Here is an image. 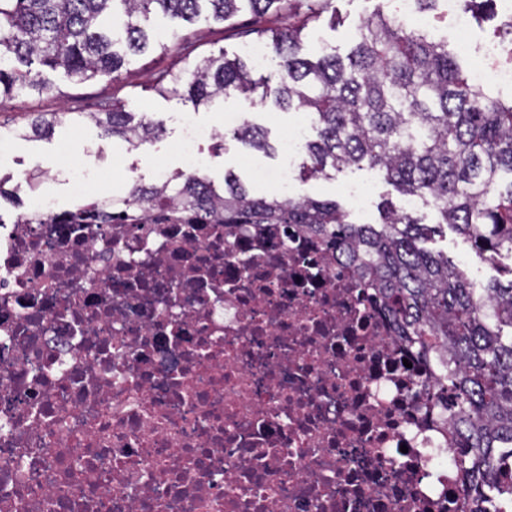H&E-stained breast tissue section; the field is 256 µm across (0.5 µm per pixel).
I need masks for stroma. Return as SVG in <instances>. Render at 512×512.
I'll return each instance as SVG.
<instances>
[{
	"label": "stroma",
	"mask_w": 512,
	"mask_h": 512,
	"mask_svg": "<svg viewBox=\"0 0 512 512\" xmlns=\"http://www.w3.org/2000/svg\"><path fill=\"white\" fill-rule=\"evenodd\" d=\"M378 8L392 14L397 2L336 0L335 20H322L316 27L304 31L306 53L313 58L323 53L347 54L354 44L360 20ZM150 24L163 36L174 32L189 36L188 60L192 63L219 52L231 58L243 57L254 43L253 36L244 34L241 27L203 18L189 24L157 16L151 18ZM154 66L153 55L136 56L130 58L120 83L114 85L107 80H97L82 86L69 82L63 70L40 68L39 74L52 85V93L39 98L19 97L0 110V176L6 179L8 189L13 190L17 203L26 208L34 197L41 196L54 199L59 207H68L71 199L68 173L75 168L110 170L104 193L125 195L130 177L122 171H112L111 166L117 160L134 169V175L146 183L152 181L159 168L170 174L180 172L183 169L181 158L171 152L170 145L179 138L183 122L189 119L200 126L218 128L228 112L237 113L240 120L264 127L273 149L268 154L256 152L229 136L219 143L209 140L200 147L203 170L215 183H223L225 173L231 172L255 194L267 193V185L257 181L254 173L258 170L272 172L282 165L279 146L289 129L301 120V113L283 112L271 105L251 108L234 97L216 100L192 112L181 100L164 98L153 91ZM111 97L123 101L127 111L159 122L163 128L160 137L132 150L122 139L102 137L94 124L69 121L59 125L54 136L48 139L20 135L30 113L66 112L73 108L90 112L96 110L99 101ZM297 190L312 197L339 201L356 223H378L377 205L382 199H392L400 206L405 203L386 182L383 172L369 168H352L331 179H312L298 184ZM355 193L362 198L361 206L353 204L351 196ZM415 212L423 224L436 230L435 235L425 241V248L447 254L449 260L465 269L473 283L484 287L494 281L512 280V256L505 254L492 262L480 259L468 243L449 226L441 224L433 203L418 201Z\"/></svg>",
	"instance_id": "obj_1"
}]
</instances>
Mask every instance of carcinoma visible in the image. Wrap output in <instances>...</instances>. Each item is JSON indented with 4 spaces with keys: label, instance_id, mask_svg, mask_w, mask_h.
Here are the masks:
<instances>
[{
    "label": "carcinoma",
    "instance_id": "cac0c4a2",
    "mask_svg": "<svg viewBox=\"0 0 512 512\" xmlns=\"http://www.w3.org/2000/svg\"><path fill=\"white\" fill-rule=\"evenodd\" d=\"M333 2L0 0V108L20 95L53 91L33 72L36 62L63 69L75 84L118 83L128 57L155 52L161 67L152 89L195 110L236 96L250 106L270 102L310 115L316 139L303 145L301 180L364 164L379 168L402 194L431 200L442 223L480 256L512 254V98L475 88L448 42L379 10L360 21L346 56L307 58L302 34L326 13L336 22ZM205 9L221 22L249 13L250 33L271 50L275 75L255 77L246 61L223 52L180 68L184 38L157 39L144 25L155 10L191 23ZM63 116L91 122L133 149L162 133L160 124L135 119L115 100L99 112L39 114L22 131L49 137ZM232 137L255 151L272 150L254 124ZM176 179L152 185L133 178L127 194L112 199V211L127 204L146 214L208 209L218 224L295 225L340 252L364 286L382 295L397 336L416 358L448 355L447 372L416 395L436 397L450 417L467 483L464 512H512V480L499 476L512 461V282L484 288L495 307L487 319L467 273L421 247L420 221L391 203L378 231L350 221L331 199L257 197L232 175L222 187L197 173Z\"/></svg>",
    "mask_w": 512,
    "mask_h": 512
}]
</instances>
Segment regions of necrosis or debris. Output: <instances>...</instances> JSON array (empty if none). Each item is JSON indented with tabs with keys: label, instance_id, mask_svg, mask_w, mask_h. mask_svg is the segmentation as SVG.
<instances>
[{
	"label": "necrosis or debris",
	"instance_id": "4bbe7bcc",
	"mask_svg": "<svg viewBox=\"0 0 512 512\" xmlns=\"http://www.w3.org/2000/svg\"><path fill=\"white\" fill-rule=\"evenodd\" d=\"M479 88L512 86V47ZM0 211V512H462L436 365L376 291L279 224Z\"/></svg>",
	"mask_w": 512,
	"mask_h": 512
}]
</instances>
